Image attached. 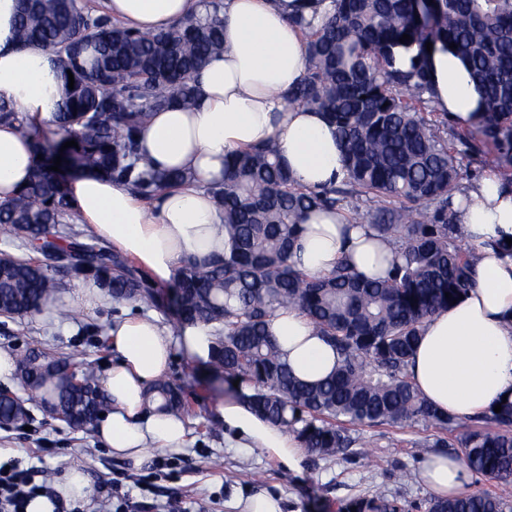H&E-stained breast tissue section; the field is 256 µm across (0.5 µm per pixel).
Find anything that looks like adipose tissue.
Here are the masks:
<instances>
[{
    "label": "adipose tissue",
    "instance_id": "ef3b65f1",
    "mask_svg": "<svg viewBox=\"0 0 512 512\" xmlns=\"http://www.w3.org/2000/svg\"><path fill=\"white\" fill-rule=\"evenodd\" d=\"M331 0H224V52L194 77L200 97L154 113L138 135V167L190 171L193 182L164 190L146 204L125 182L87 172L69 188L79 223L135 258L156 281H166L181 261L204 262L228 248L224 212L206 190L222 180L235 154L275 144L283 165L305 189L321 192L345 175L336 129L324 113L290 104L286 94L305 75L306 44L296 15L322 19ZM113 22L155 33L190 17L198 0H102ZM16 0H0V100L13 103L29 133L0 124V202L28 182L33 165V130L46 126L61 99L60 64L50 51L21 45L15 35ZM435 106L449 126L472 127L484 110L468 67L451 49L428 58ZM462 238L473 246L475 285L464 299L436 312L420 328L408 374L438 412L466 418L504 396L512 397V188L489 171L453 199ZM396 245L366 224L352 223L340 208L311 213L302 224L292 264L309 274L330 272L349 260L362 274L385 277ZM269 330L293 374L308 382L328 377L340 357L299 310L280 311ZM116 357L102 380L110 410L97 435L114 456L142 462L151 448H184L182 417L158 412L145 399L166 373L173 347L209 363L211 328L185 324L178 335L152 314L116 322L109 331ZM232 447L259 448L299 473L305 457L293 432L261 417L244 399L218 409ZM420 477L436 498L465 491L470 473L460 457L434 453ZM57 500L38 496L27 512H53L56 501L89 498L93 489L80 467H71Z\"/></svg>",
    "mask_w": 512,
    "mask_h": 512
}]
</instances>
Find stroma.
Listing matches in <instances>:
<instances>
[{
	"label": "stroma",
	"mask_w": 512,
	"mask_h": 512,
	"mask_svg": "<svg viewBox=\"0 0 512 512\" xmlns=\"http://www.w3.org/2000/svg\"><path fill=\"white\" fill-rule=\"evenodd\" d=\"M74 311L75 319L66 321L43 314L0 317V349L16 356L38 346L95 365L112 362V348L104 344L101 331L119 321L124 309L78 305ZM165 376L183 387L190 402L188 442L181 451L152 448L136 466L113 456L95 432L73 430L34 405L27 427H0V462L16 459L53 473L58 481L68 467L80 464L93 488L81 504L83 512H98L113 482L126 476L146 479L133 492L143 504L141 512H231L230 501L257 489L281 498L283 512H343V505L358 495L396 497L426 512L431 495L419 479L427 454L422 444L435 441L438 430L420 424L353 427L354 443L345 456L311 454L304 470L293 473L263 450L228 447L214 423L217 408L234 393L227 385L214 388L208 367L176 347Z\"/></svg>",
	"instance_id": "35a3bbf8"
}]
</instances>
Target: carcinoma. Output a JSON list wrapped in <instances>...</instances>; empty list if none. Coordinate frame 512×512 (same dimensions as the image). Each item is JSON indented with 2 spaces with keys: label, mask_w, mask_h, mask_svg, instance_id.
Returning a JSON list of instances; mask_svg holds the SVG:
<instances>
[{
  "label": "carcinoma",
  "mask_w": 512,
  "mask_h": 512,
  "mask_svg": "<svg viewBox=\"0 0 512 512\" xmlns=\"http://www.w3.org/2000/svg\"><path fill=\"white\" fill-rule=\"evenodd\" d=\"M17 37L61 62L63 96L52 125L59 139L35 135L26 187L0 203V237L22 255L0 258V306L7 318L33 316L54 302L57 274L92 280L118 304L165 306L162 292L128 256L92 234L58 225L73 216L61 165L129 183L150 199L191 178L187 172L138 170L136 134L150 114L197 99L194 73L224 50L223 0H200V11L156 34L93 17L83 0H19ZM315 27L294 19L307 37L304 80L289 101L325 113L336 125L346 177L321 193L299 188L271 147L236 156L224 182L206 189L224 210L232 248L201 265L182 262L173 276L179 321L214 328L210 366L239 381L238 395L270 422L293 431L300 445L333 457L354 443L344 424H421L448 432L434 446L458 448L469 470L512 480V402L471 418L473 426L434 410L406 368L422 323L473 287L472 255L458 244L451 199L464 189L459 150L448 119L432 105L426 69L432 45H457L483 94L474 140L494 150L512 187V0H332ZM410 35L400 43L399 38ZM74 76L69 89L68 74ZM27 130L17 109L0 103V122ZM78 147L62 149L67 141ZM365 196L378 203L373 228L396 244L393 272L368 279L348 262L327 276H307L290 257L302 216ZM451 293L446 298L445 293ZM298 308L339 351L327 380L304 383L281 359L267 324L278 310ZM30 400L58 404L68 425L91 429L109 408L95 366L78 356L30 348L16 359ZM173 413L188 412L182 389L162 378L149 390ZM427 442L422 448L432 446ZM405 512L398 499L359 495L346 512ZM427 512H512V501L485 492L433 499Z\"/></svg>",
  "instance_id": "1"
}]
</instances>
